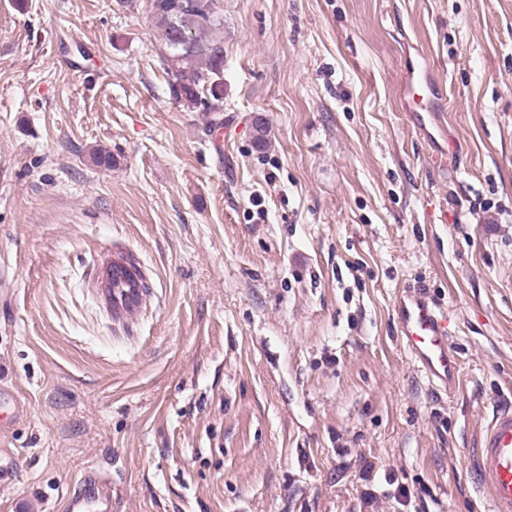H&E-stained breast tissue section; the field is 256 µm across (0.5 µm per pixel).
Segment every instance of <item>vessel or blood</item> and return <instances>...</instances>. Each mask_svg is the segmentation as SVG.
<instances>
[{"label": "vessel or blood", "mask_w": 512, "mask_h": 512, "mask_svg": "<svg viewBox=\"0 0 512 512\" xmlns=\"http://www.w3.org/2000/svg\"><path fill=\"white\" fill-rule=\"evenodd\" d=\"M405 92L413 112L433 108L435 88L427 77L411 76ZM101 295L113 318L133 320L144 301L141 281L126 262H108ZM398 335L405 350L433 388L451 391L460 373L459 360L448 338V310L423 288H406L395 299ZM470 466L483 489L487 512H512V407L494 413L482 431ZM63 512H112V492L96 473H86L80 490L63 502Z\"/></svg>", "instance_id": "b4317fda"}]
</instances>
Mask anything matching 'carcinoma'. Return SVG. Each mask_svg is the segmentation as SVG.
I'll list each match as a JSON object with an SVG mask.
<instances>
[{
  "instance_id": "obj_1",
  "label": "carcinoma",
  "mask_w": 512,
  "mask_h": 512,
  "mask_svg": "<svg viewBox=\"0 0 512 512\" xmlns=\"http://www.w3.org/2000/svg\"><path fill=\"white\" fill-rule=\"evenodd\" d=\"M184 0H151V11L165 53L162 64L166 75L181 77L178 84L168 83L172 98L207 115L220 114L216 105H224V85L208 81L212 72L224 68V19L216 15L200 23L193 9H175Z\"/></svg>"
}]
</instances>
